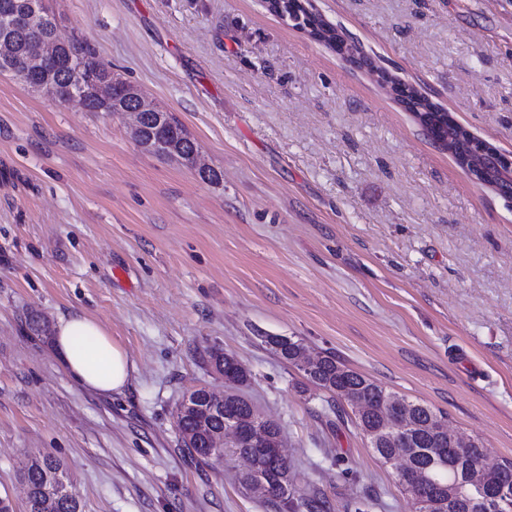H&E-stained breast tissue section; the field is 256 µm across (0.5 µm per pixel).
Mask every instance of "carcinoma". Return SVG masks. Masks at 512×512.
Segmentation results:
<instances>
[{
    "label": "carcinoma",
    "instance_id": "cac0c4a2",
    "mask_svg": "<svg viewBox=\"0 0 512 512\" xmlns=\"http://www.w3.org/2000/svg\"><path fill=\"white\" fill-rule=\"evenodd\" d=\"M28 2L34 6L30 27L0 28V74L9 73L15 77L24 71L29 57L40 47L43 38L56 29L55 18L44 0ZM283 12L314 40L335 49L339 47L337 29L325 23L320 15L306 10L302 0H288L283 4ZM49 71L53 74L54 89L46 94L59 101L77 95L86 101L88 112L112 113L116 102L126 108L133 105V101L126 100V82L113 76L112 70L97 59L90 46L79 37H73L57 48ZM108 77L113 80L112 95L96 93V85ZM381 86L412 112L432 139L448 148V153L463 170L472 171L481 153L490 152L483 141L412 86L392 76L384 79ZM141 126L138 144L147 145V150L154 154L196 168L198 146L170 112L158 107L145 110ZM198 174L211 183L220 179V173L211 167L198 169ZM307 349L303 339L294 338L288 343V351L281 353L273 347L270 351L299 370ZM321 356L318 369L313 374H305L306 380L329 394L333 402L344 400L361 407L362 411L356 413L361 432L371 430L385 434L392 418L402 424L403 432L398 438L387 439L380 446L373 444L371 448L385 464L394 458L403 460L396 481L409 500H427L430 512H475L473 502L501 488L512 491V460L487 466L482 442L454 433L448 427L447 414L387 391L367 375L349 368L334 354L323 352ZM209 358L215 370L232 382L234 394L225 400L224 412L203 422L191 412L179 410L176 424L181 441L197 463L205 465L212 460L209 441L229 422L244 435L260 423L269 435L281 438L279 425L261 416L240 393L249 374L237 357L216 350L209 353ZM235 452L248 456L262 476L253 484V493L271 504L275 512H301L305 501L295 496L291 464L286 457L257 448H237ZM19 475L28 489L25 512H83L77 490H72L70 495L58 493V486L67 478V473L55 456L41 452L24 455Z\"/></svg>",
    "mask_w": 512,
    "mask_h": 512
}]
</instances>
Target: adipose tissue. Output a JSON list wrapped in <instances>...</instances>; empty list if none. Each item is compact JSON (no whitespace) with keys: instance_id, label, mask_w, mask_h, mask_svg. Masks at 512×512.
Listing matches in <instances>:
<instances>
[{"instance_id":"1","label":"adipose tissue","mask_w":512,"mask_h":512,"mask_svg":"<svg viewBox=\"0 0 512 512\" xmlns=\"http://www.w3.org/2000/svg\"><path fill=\"white\" fill-rule=\"evenodd\" d=\"M54 347L79 386L103 394L126 387L132 370L128 354L96 320L82 313L59 317Z\"/></svg>"}]
</instances>
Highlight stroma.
<instances>
[{
  "mask_svg": "<svg viewBox=\"0 0 512 512\" xmlns=\"http://www.w3.org/2000/svg\"><path fill=\"white\" fill-rule=\"evenodd\" d=\"M61 38L172 113L219 182L0 75V498L59 458L84 512H273L234 460L195 466L176 409L220 391L217 347L323 512H411L348 405L264 345L296 336L512 459V199L477 183L376 81L414 85L512 157V0H312L357 67L266 0H46ZM77 311L134 366L79 388L52 337Z\"/></svg>",
  "mask_w": 512,
  "mask_h": 512,
  "instance_id": "stroma-1",
  "label": "stroma"
}]
</instances>
